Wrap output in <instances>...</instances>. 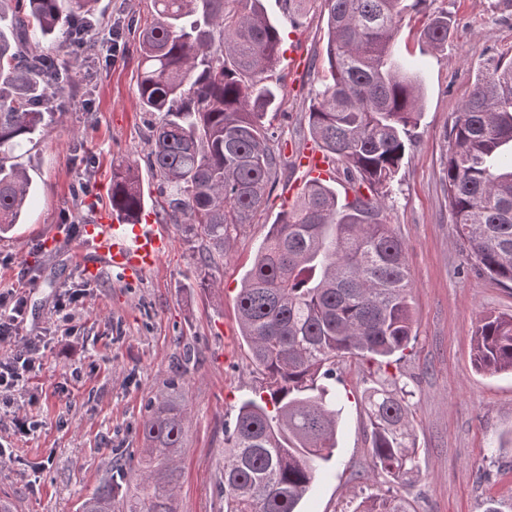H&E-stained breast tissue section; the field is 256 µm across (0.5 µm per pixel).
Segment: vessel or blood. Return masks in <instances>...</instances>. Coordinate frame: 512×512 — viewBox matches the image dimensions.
<instances>
[{
  "label": "vessel or blood",
  "instance_id": "vessel-or-blood-1",
  "mask_svg": "<svg viewBox=\"0 0 512 512\" xmlns=\"http://www.w3.org/2000/svg\"><path fill=\"white\" fill-rule=\"evenodd\" d=\"M304 176L327 177L329 164L321 153L307 150L302 160ZM85 244L76 254L84 271L96 272L109 267L133 277L156 266L171 245L169 233L154 224H115L102 217L83 228Z\"/></svg>",
  "mask_w": 512,
  "mask_h": 512
}]
</instances>
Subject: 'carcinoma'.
Returning <instances> with one entry per match:
<instances>
[{"label": "carcinoma", "mask_w": 512, "mask_h": 512, "mask_svg": "<svg viewBox=\"0 0 512 512\" xmlns=\"http://www.w3.org/2000/svg\"><path fill=\"white\" fill-rule=\"evenodd\" d=\"M94 0H0V236L30 199V180L12 152L40 130L54 97L69 90L43 41L71 40L69 27L93 15ZM328 74L308 110L318 148L366 186L339 202L314 179L271 224L236 299L240 335L262 377L224 435V512H299L321 463L338 447L336 365H377L364 390L373 468L400 484L417 448L406 387L387 378L413 335L412 276L403 241L383 215L413 130L422 117L417 65L395 55L406 0H325ZM138 32V98L158 114L147 163L163 197L161 215L186 239L224 255V241L252 224L276 184L281 154L266 125L278 89L267 73L282 42L261 0H153ZM454 24L441 11L421 40L448 45ZM446 183L448 208L467 261L512 285V55L480 67L456 113ZM146 200L138 166H112V211L139 217ZM476 368L512 373V315L485 314L473 336ZM374 372V373H376ZM374 373L369 376L374 377ZM179 381L151 400L143 448L84 497L78 512H177L186 408ZM355 512H407L398 494L372 495Z\"/></svg>", "instance_id": "obj_1"}]
</instances>
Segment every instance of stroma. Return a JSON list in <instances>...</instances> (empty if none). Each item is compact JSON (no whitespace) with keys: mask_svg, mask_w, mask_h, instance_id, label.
Returning a JSON list of instances; mask_svg holds the SVG:
<instances>
[{"mask_svg":"<svg viewBox=\"0 0 512 512\" xmlns=\"http://www.w3.org/2000/svg\"><path fill=\"white\" fill-rule=\"evenodd\" d=\"M264 4L284 37L269 75L281 103L268 119L276 148L288 158L312 142L305 114L327 73V7L307 0L292 16L283 0ZM441 10L454 19L448 46L423 52L420 31ZM153 15L152 0H97L94 21L119 31L118 51L97 42L77 52L44 44L68 67L73 90L47 110L43 127L20 152L32 203L23 222L0 238V290L26 293L25 332L45 342L37 353L43 368L27 384L39 396L29 412L41 428L20 440L9 437L8 419L0 420V443L11 452L0 464V493L15 497L21 512H76L117 458L139 456L146 406L174 379L188 410L178 512H224V434L233 429L240 402L259 387L235 297L271 224L303 186L297 167L278 169L264 211L225 243L224 259L212 270L219 290L198 285L202 247L175 224L166 227L169 251L133 282L109 268L85 276L73 254L83 225L112 206L114 163L137 162L150 196L145 216L157 218L147 166L152 117L139 105L133 34ZM395 48L419 61L423 88V115L386 200L387 221L407 248L417 334L390 368L411 392L418 448V468L398 492L408 512H485L491 504L512 512V375L479 372L471 352L483 314H512V288L463 275L466 256L444 192L452 126L476 70L490 56L512 54V0H427L407 11ZM69 288L85 297L67 321L55 302ZM337 375L339 446L322 465L303 512H352L362 498L390 486L374 473L369 455L362 401L368 371L347 361Z\"/></svg>","mask_w":512,"mask_h":512,"instance_id":"obj_1","label":"stroma"}]
</instances>
